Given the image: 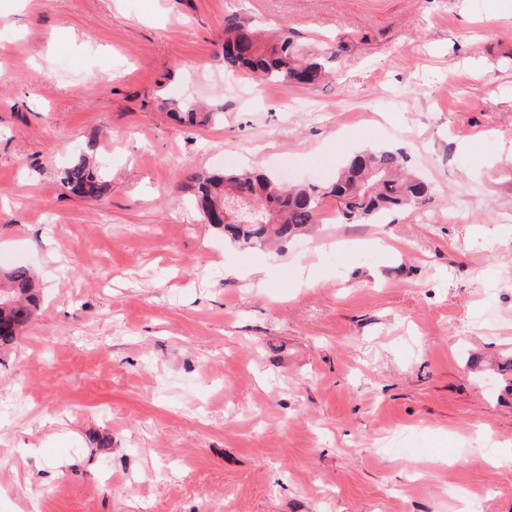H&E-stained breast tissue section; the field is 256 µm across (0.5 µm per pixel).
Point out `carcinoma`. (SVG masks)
<instances>
[{"label":"carcinoma","instance_id":"1","mask_svg":"<svg viewBox=\"0 0 512 512\" xmlns=\"http://www.w3.org/2000/svg\"><path fill=\"white\" fill-rule=\"evenodd\" d=\"M224 67L249 77L284 86L311 85L322 75V64L304 61L283 30L264 38L236 14L224 18ZM169 111L194 125L209 117L194 104H175ZM407 158L391 149L364 150L349 159L327 186L293 184L250 171L199 175L197 204L204 219L224 230L235 243L286 242L319 223L321 200L333 196L345 223L377 220L384 214L419 208L428 203L429 183L405 171ZM63 183L73 192L102 196L110 191L105 173L85 158L62 170ZM39 307L36 278L27 267L0 272V346L10 345L30 324Z\"/></svg>","mask_w":512,"mask_h":512}]
</instances>
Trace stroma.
I'll use <instances>...</instances> for the list:
<instances>
[{"label": "stroma", "instance_id": "35a3bbf8", "mask_svg": "<svg viewBox=\"0 0 512 512\" xmlns=\"http://www.w3.org/2000/svg\"><path fill=\"white\" fill-rule=\"evenodd\" d=\"M231 13L326 76L225 72ZM1 59L0 266L42 292L0 512H512V0H0ZM382 147L428 204L253 246L193 203L226 156L327 184ZM61 175L63 183L78 194L102 196L110 191V181L105 173L90 166L83 157L65 167Z\"/></svg>", "mask_w": 512, "mask_h": 512}]
</instances>
